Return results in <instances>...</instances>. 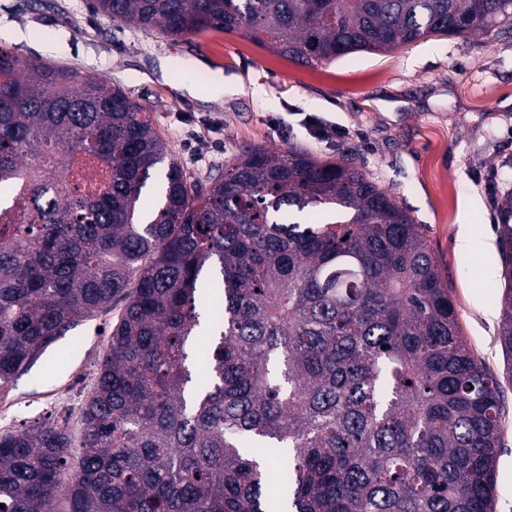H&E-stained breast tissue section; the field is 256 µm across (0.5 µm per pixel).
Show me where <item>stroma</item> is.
<instances>
[{"label":"stroma","instance_id":"35a3bbf8","mask_svg":"<svg viewBox=\"0 0 512 512\" xmlns=\"http://www.w3.org/2000/svg\"><path fill=\"white\" fill-rule=\"evenodd\" d=\"M0 46L100 75L151 113L192 179L253 145L351 156L422 224L462 336L500 383L495 512H512V378L499 335L503 279L495 202L512 185V35L429 36L383 53L303 66L217 30L170 37L118 26L88 0H0ZM229 89L209 98L217 80ZM335 126L332 137L305 119ZM470 231L471 248L458 237ZM117 310L50 348L0 396V432L50 421L80 434L79 407Z\"/></svg>","mask_w":512,"mask_h":512}]
</instances>
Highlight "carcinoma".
Listing matches in <instances>:
<instances>
[{"mask_svg":"<svg viewBox=\"0 0 512 512\" xmlns=\"http://www.w3.org/2000/svg\"><path fill=\"white\" fill-rule=\"evenodd\" d=\"M91 8L304 65L512 31V0ZM494 226L512 377V188ZM114 300L80 436L0 433V512H494L499 381L384 188L348 159L266 148L191 182L120 85L1 46L0 393Z\"/></svg>","mask_w":512,"mask_h":512,"instance_id":"1","label":"carcinoma"}]
</instances>
